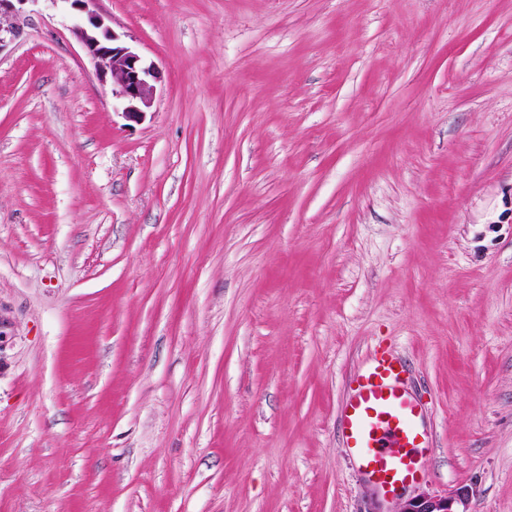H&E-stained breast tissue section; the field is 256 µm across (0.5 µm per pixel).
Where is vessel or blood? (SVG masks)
I'll use <instances>...</instances> for the list:
<instances>
[{
  "mask_svg": "<svg viewBox=\"0 0 512 512\" xmlns=\"http://www.w3.org/2000/svg\"><path fill=\"white\" fill-rule=\"evenodd\" d=\"M407 367L398 355L378 350L353 379V394L342 409L348 447L360 469L384 492L420 478L430 450L424 414L405 389Z\"/></svg>",
  "mask_w": 512,
  "mask_h": 512,
  "instance_id": "obj_1",
  "label": "vessel or blood"
}]
</instances>
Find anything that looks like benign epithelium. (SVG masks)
<instances>
[{
	"label": "benign epithelium",
	"instance_id": "1",
	"mask_svg": "<svg viewBox=\"0 0 512 512\" xmlns=\"http://www.w3.org/2000/svg\"><path fill=\"white\" fill-rule=\"evenodd\" d=\"M31 0H0V18L24 12ZM72 15L73 32L86 56L94 63L103 83L112 82L115 111L132 123L144 121L150 111L161 72L155 62L138 49L121 42L106 18L96 8L98 0H60ZM472 493L459 487L444 496L418 495L404 503L398 512H471Z\"/></svg>",
	"mask_w": 512,
	"mask_h": 512
}]
</instances>
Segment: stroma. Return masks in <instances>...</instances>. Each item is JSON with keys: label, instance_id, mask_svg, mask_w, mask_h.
<instances>
[{"label": "stroma", "instance_id": "35a3bbf8", "mask_svg": "<svg viewBox=\"0 0 512 512\" xmlns=\"http://www.w3.org/2000/svg\"><path fill=\"white\" fill-rule=\"evenodd\" d=\"M62 0L0 48V512H397L340 427L409 366L410 495L512 512V0ZM72 15L73 32L94 63L102 83L112 82L115 111L132 123L144 121L150 111L161 72L138 49L121 42L96 8L98 0H62Z\"/></svg>", "mask_w": 512, "mask_h": 512}]
</instances>
